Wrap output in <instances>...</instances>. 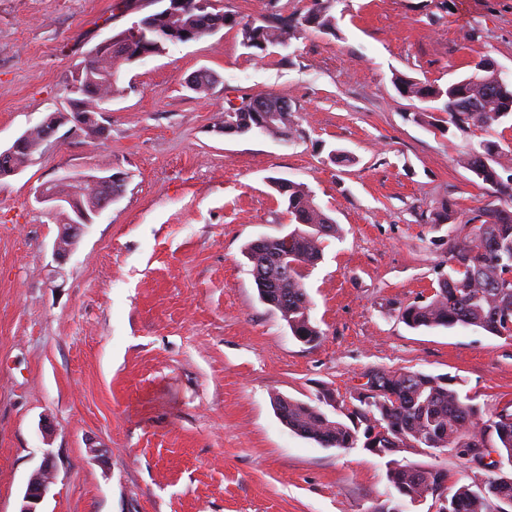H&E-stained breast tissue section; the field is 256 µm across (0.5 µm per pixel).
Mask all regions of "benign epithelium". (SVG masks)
<instances>
[{
	"instance_id": "1",
	"label": "benign epithelium",
	"mask_w": 512,
	"mask_h": 512,
	"mask_svg": "<svg viewBox=\"0 0 512 512\" xmlns=\"http://www.w3.org/2000/svg\"><path fill=\"white\" fill-rule=\"evenodd\" d=\"M164 6L161 11L147 16L140 21H134L129 27L123 30L118 39L132 41L139 38L141 29L148 26L155 19L162 15L170 14L185 4V0H163ZM248 108L253 112H285L290 110L287 101L279 98L272 99L265 96L254 97L248 101ZM72 123V126L64 133L62 139L73 135L81 134L86 130L95 138H102L108 132V127L98 116L93 113H83L76 120H71L70 115L64 112H51L41 122L44 129V140L54 137L59 128ZM28 133L24 132L6 149H0V178L13 176L21 171V168L13 164L16 152L22 150ZM62 179L74 183H89L96 187L97 197L85 203L77 197L66 196L57 193L49 186L39 189L37 198L42 203L49 204V211L52 213L65 211L69 214L67 224L56 241L55 253L60 259L65 258L72 251L77 243L84 226L93 223L94 217L98 216L110 203L120 196L123 191L124 181L120 174L94 175V174H65ZM55 462L47 455L44 457L39 468L30 477L25 493L24 506L20 512H37L36 506L40 504L48 494L51 484L54 481Z\"/></svg>"
}]
</instances>
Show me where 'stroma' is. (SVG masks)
<instances>
[{
    "label": "stroma",
    "mask_w": 512,
    "mask_h": 512,
    "mask_svg": "<svg viewBox=\"0 0 512 512\" xmlns=\"http://www.w3.org/2000/svg\"><path fill=\"white\" fill-rule=\"evenodd\" d=\"M308 6L218 0L223 28L123 66L107 137L45 143L0 179V512H21L48 454L40 512H374L394 494L389 460L292 433L272 396L346 397L365 372L409 370L448 376L484 414L512 406V338L399 317L447 272L449 236L490 203L512 211L465 165L491 141L512 174V121L418 123L392 83L443 87L484 58L511 73L512 0H336L332 35L303 26ZM159 8L0 0V146L67 109L75 66ZM273 14L297 31L256 58L241 24ZM202 72L215 83L200 95L187 83ZM259 93L290 104L288 138L221 133ZM67 172L125 185L61 260L64 218L36 195ZM275 178L307 185L340 228L304 279L313 344L260 301L244 255L290 228ZM394 459L474 479L447 452ZM55 462L54 459L46 455L39 468L30 477L25 493L24 506L21 512H40L36 506L40 504L48 494L51 484L54 481Z\"/></svg>",
    "instance_id": "stroma-1"
}]
</instances>
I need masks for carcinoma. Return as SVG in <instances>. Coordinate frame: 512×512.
<instances>
[{
	"instance_id": "1",
	"label": "carcinoma",
	"mask_w": 512,
	"mask_h": 512,
	"mask_svg": "<svg viewBox=\"0 0 512 512\" xmlns=\"http://www.w3.org/2000/svg\"><path fill=\"white\" fill-rule=\"evenodd\" d=\"M334 0H310L306 21L325 34L336 32L331 13ZM230 22L226 14L213 8L203 12L184 9L145 28L139 39L117 42L112 53L90 60L86 71L85 100L96 105L112 101L119 93L120 60L132 64L144 52L161 54L170 43L197 40ZM243 44L262 52L268 47L289 45L295 26L281 18L247 22L242 28ZM493 72L484 61L475 71L441 87L424 85L414 78L398 76L396 90L416 98L426 107L414 113L419 121L431 110L448 113V123L458 129L468 126L489 128L512 115V90L494 94L490 90ZM293 123L284 112L269 123L261 113L240 106L224 111V133L247 134L259 131L285 139ZM497 152L492 143L480 145L467 154V168L489 185L496 196L512 200V180H503L489 164ZM284 197L287 211L298 227L280 236H266L248 245L247 255L260 300L280 312L293 336L310 344L320 337L310 316V298L303 271L323 258L326 238L337 234L335 220L316 202L303 183L274 182ZM475 224L461 240L448 246V273L424 303L405 307L400 318L411 328H479L492 335L512 337V284L504 288L505 275L512 273V212L491 204L473 217ZM376 393L357 398L359 405L346 414L365 425L350 427L340 419L344 404L327 390L316 395L317 404L277 395L276 410L288 429L323 447L376 448L384 455L421 448L431 454L453 451L464 459L474 448H489L498 460L490 463L480 485L455 484L445 495L446 512H512V412L503 409L488 417L461 396L445 377L421 372L369 371ZM329 406L328 413L321 406ZM448 474L440 468L401 466L390 472L396 496L375 512H403L404 503L429 498L443 489Z\"/></svg>"
}]
</instances>
